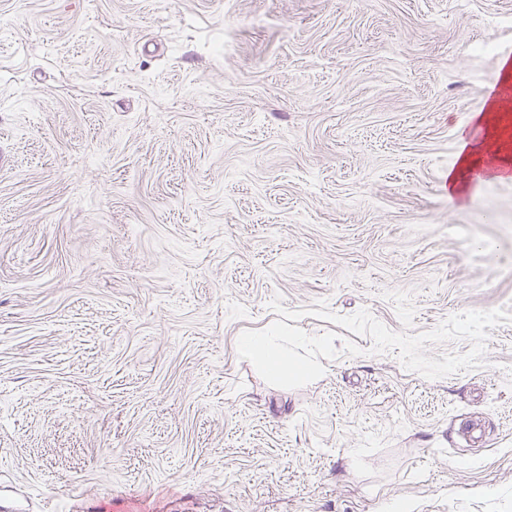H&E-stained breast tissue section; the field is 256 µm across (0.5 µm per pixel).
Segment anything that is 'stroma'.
<instances>
[{"label":"stroma","instance_id":"stroma-1","mask_svg":"<svg viewBox=\"0 0 512 512\" xmlns=\"http://www.w3.org/2000/svg\"><path fill=\"white\" fill-rule=\"evenodd\" d=\"M506 57L512 0H0V498L512 512V180L444 183ZM241 358L259 364L270 376H306L315 369L296 357L277 337L270 334L244 336L237 346Z\"/></svg>","mask_w":512,"mask_h":512}]
</instances>
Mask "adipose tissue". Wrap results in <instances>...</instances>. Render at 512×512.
<instances>
[{"label": "adipose tissue", "mask_w": 512, "mask_h": 512, "mask_svg": "<svg viewBox=\"0 0 512 512\" xmlns=\"http://www.w3.org/2000/svg\"><path fill=\"white\" fill-rule=\"evenodd\" d=\"M499 89L478 118L486 128L477 145L462 143L457 169L448 175L451 191L463 190L469 175L487 169L492 176H512V60L501 65ZM241 358L259 364L270 376H306L314 369L296 357L277 337L256 334L242 337L237 346Z\"/></svg>", "instance_id": "adipose-tissue-1"}]
</instances>
